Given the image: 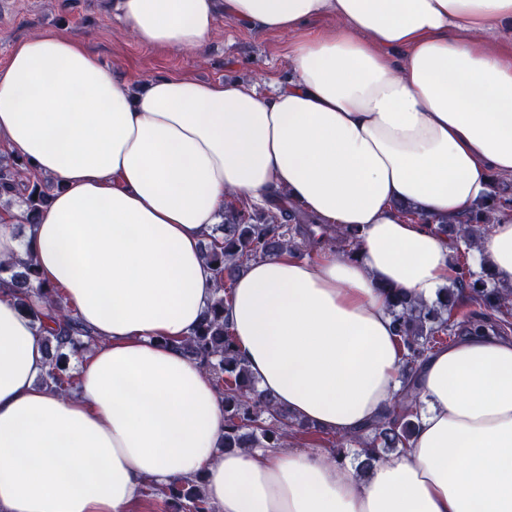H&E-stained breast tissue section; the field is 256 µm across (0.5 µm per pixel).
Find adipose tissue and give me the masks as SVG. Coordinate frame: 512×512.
Wrapping results in <instances>:
<instances>
[{"label": "adipose tissue", "mask_w": 512, "mask_h": 512, "mask_svg": "<svg viewBox=\"0 0 512 512\" xmlns=\"http://www.w3.org/2000/svg\"><path fill=\"white\" fill-rule=\"evenodd\" d=\"M144 46L201 54L218 16L293 31L275 95L188 75L132 90L79 39L18 42L0 67V146L60 188L0 261L31 252L95 338L74 390L0 287V512H136L198 480L216 512H512V336H465L420 374L410 448L365 477L309 448L221 451L224 404L175 344L217 287L202 246L228 194L278 192L356 224L355 254L251 261L225 315L278 407L339 435L387 414L403 352L387 300L450 282L451 224L512 177V0H114ZM335 24L306 33L314 21ZM472 255L512 287V213Z\"/></svg>", "instance_id": "ef3b65f1"}]
</instances>
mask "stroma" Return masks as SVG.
Listing matches in <instances>:
<instances>
[{
  "instance_id": "obj_1",
  "label": "stroma",
  "mask_w": 512,
  "mask_h": 512,
  "mask_svg": "<svg viewBox=\"0 0 512 512\" xmlns=\"http://www.w3.org/2000/svg\"><path fill=\"white\" fill-rule=\"evenodd\" d=\"M113 0H0V66L25 38L58 33L80 38L100 60L128 80L190 74L206 81L237 80L270 94L291 77L292 32L258 34L220 18L201 55L149 48L119 20Z\"/></svg>"
}]
</instances>
